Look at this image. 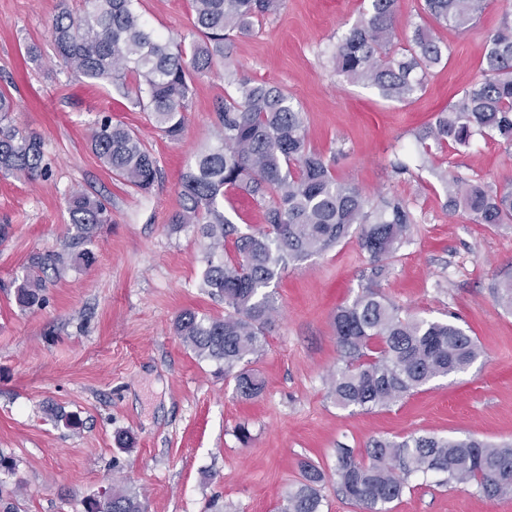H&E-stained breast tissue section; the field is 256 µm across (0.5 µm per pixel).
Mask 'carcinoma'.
Listing matches in <instances>:
<instances>
[{
    "label": "carcinoma",
    "instance_id": "carcinoma-1",
    "mask_svg": "<svg viewBox=\"0 0 512 512\" xmlns=\"http://www.w3.org/2000/svg\"><path fill=\"white\" fill-rule=\"evenodd\" d=\"M491 0H421V10L462 34L472 30ZM283 0H192L190 46L150 29L134 0H82L74 12L62 7L49 34L57 62L75 77L108 84L149 112L156 127L177 141L185 128L194 77L224 60L225 79L234 94L217 109L218 141L196 154L183 174L180 209L169 221L177 229L200 226L208 240L199 287L224 300L222 318L186 309L175 319V333L217 373L235 383L243 399L263 388L247 368L265 348V329L277 312L268 291L280 272L329 250L356 232L369 255L367 285L352 304L340 307L332 323L341 364L330 375V392L342 408H388L414 390L465 371L479 356L473 337L446 321L401 314L380 292L390 259L414 223L402 199L374 200L334 172L335 157L311 149L304 112L280 86L238 75L226 53L235 36L277 11ZM502 25L482 44L481 78L414 133L421 167L446 146L469 147L493 137L512 153V0H499ZM397 0H369L361 19L339 40L331 55L336 75L372 86L382 98L405 102L425 87L431 68L446 47L429 28L417 25L408 47L394 49ZM134 81H127V76ZM15 101L0 91V173L27 179L49 174L40 138L14 123ZM91 149L119 179L142 193L160 177L156 160L132 130L104 116L90 135ZM446 192L445 206L476 224H512V179L498 183L436 173ZM228 190H239L267 204L265 227L241 234L224 213ZM67 209L73 233L61 250L30 257L14 298L26 311L46 302L49 275L61 277L71 263H89L86 248L104 224L112 223L106 199L72 190ZM232 248H227V243ZM497 302L512 309V279L494 284ZM301 480L288 489L284 512H322L318 485L324 473L303 462ZM443 476L442 485L470 484L489 499L512 498V444L431 434L402 441L373 440L358 459L351 448L337 451L334 476L342 495L359 512H389L414 474ZM85 512H145L138 496L114 490L92 497Z\"/></svg>",
    "mask_w": 512,
    "mask_h": 512
}]
</instances>
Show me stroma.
<instances>
[{"instance_id": "35a3bbf8", "label": "stroma", "mask_w": 512, "mask_h": 512, "mask_svg": "<svg viewBox=\"0 0 512 512\" xmlns=\"http://www.w3.org/2000/svg\"><path fill=\"white\" fill-rule=\"evenodd\" d=\"M80 0H0V90L20 106L17 124L37 134L48 177L0 175V512H84L85 501L121 488L141 494L146 512H282L300 464L317 465L323 512H358L332 479L336 451L363 452L373 440L432 434L512 440V311L492 286L512 276V224L471 223L452 214L434 169L494 183L512 178V157L494 138L445 148L433 170L419 169L415 130L481 73L479 43L503 21L497 2L475 29L434 25L448 47L446 64L405 102L387 101L336 77L329 56L360 18L365 0H284L279 11L239 37V76L283 88L302 108L313 150L338 152L336 174L371 196H399L414 224L381 283L402 314L450 321L474 337L479 358L388 408L338 407L329 374L340 362L332 328L367 280L369 258L356 237L276 279L278 314L252 368L262 393L240 398L214 362L199 358L174 331L186 308L224 314L201 291L205 241L197 225L172 230L181 176L202 146L216 143V110L229 86L224 63L195 78L181 140L160 132L148 112L110 87L71 75L53 61L49 27L62 5ZM154 32L193 40L191 0H135ZM37 45L41 61L26 51ZM133 130L156 158L161 177L144 194L113 175L89 137L102 116ZM398 159L409 171L394 174ZM81 188L105 197L112 221L90 245L93 262L50 280L47 302L23 311L14 289L30 257L60 250L71 232L66 199ZM223 207L240 232L265 222V205L241 192ZM76 418L67 427L53 409ZM251 434L242 442L239 426ZM392 512H512V499L490 500L467 485L443 486L435 474L412 476Z\"/></svg>"}]
</instances>
